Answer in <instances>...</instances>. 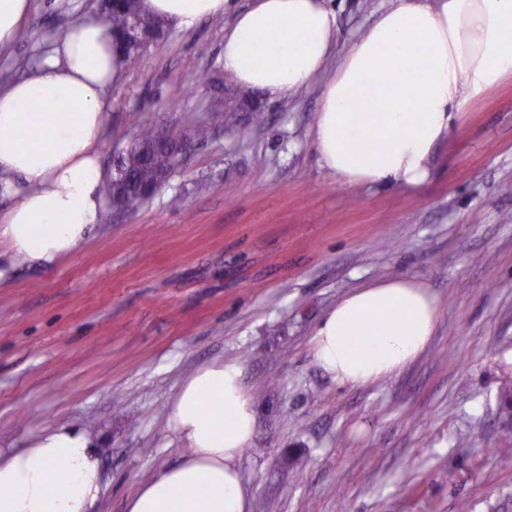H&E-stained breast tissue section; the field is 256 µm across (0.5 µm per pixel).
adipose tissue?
<instances>
[{
    "label": "adipose tissue",
    "instance_id": "1",
    "mask_svg": "<svg viewBox=\"0 0 512 512\" xmlns=\"http://www.w3.org/2000/svg\"><path fill=\"white\" fill-rule=\"evenodd\" d=\"M228 0H141L144 13L187 31L223 16ZM337 16L328 0H254L224 33V71L242 91L276 99L322 79L313 127L323 168L346 184L420 187L466 103L512 74V0H394L327 65ZM122 51L83 14L40 62L0 85V266L50 268L79 253L101 224L100 162ZM440 302L423 281H369L328 309L310 340L337 384L365 387L415 362L435 334ZM220 399L218 411L206 405ZM180 462L143 482L125 512H249L237 461L257 413L239 362L215 360L183 381L167 408ZM100 442L59 424L0 451V512H95Z\"/></svg>",
    "mask_w": 512,
    "mask_h": 512
}]
</instances>
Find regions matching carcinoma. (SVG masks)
I'll list each match as a JSON object with an SVG mask.
<instances>
[{
    "label": "carcinoma",
    "mask_w": 512,
    "mask_h": 512,
    "mask_svg": "<svg viewBox=\"0 0 512 512\" xmlns=\"http://www.w3.org/2000/svg\"><path fill=\"white\" fill-rule=\"evenodd\" d=\"M157 19L144 17L139 0H110L102 15V24L109 35L128 32L138 23L153 24ZM236 97L224 99V110L212 112L206 124L196 128L193 138L202 141L213 129L224 127V118L237 110ZM171 159L167 148L160 143L158 132L149 123L138 124L135 141L119 157L112 180L102 189L104 197L112 202V209L126 210L147 201L163 175L171 174Z\"/></svg>",
    "instance_id": "obj_1"
}]
</instances>
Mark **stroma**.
Returning a JSON list of instances; mask_svg holds the SVG:
<instances>
[{
	"instance_id": "stroma-1",
	"label": "stroma",
	"mask_w": 512,
	"mask_h": 512,
	"mask_svg": "<svg viewBox=\"0 0 512 512\" xmlns=\"http://www.w3.org/2000/svg\"><path fill=\"white\" fill-rule=\"evenodd\" d=\"M101 2L33 0L0 49V83ZM333 2L342 53L392 0ZM231 21L169 30L128 70L112 90L105 169L137 122L185 131L222 105ZM320 93L261 99L267 120L245 138L238 112L150 200L106 211L80 254L0 279L1 449L86 427L104 447L99 512H124L183 454L168 402L224 358L242 365L257 411L238 461L250 512H512V469L495 455L512 445V76L465 105L417 189L347 186L322 168ZM389 277L436 293L435 335L399 374L340 386L310 339L348 291Z\"/></svg>"
}]
</instances>
